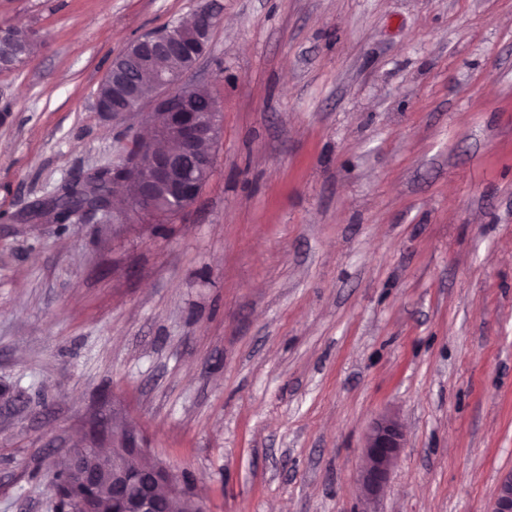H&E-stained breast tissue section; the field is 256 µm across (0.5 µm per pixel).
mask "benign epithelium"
<instances>
[{"label":"benign epithelium","mask_w":512,"mask_h":512,"mask_svg":"<svg viewBox=\"0 0 512 512\" xmlns=\"http://www.w3.org/2000/svg\"><path fill=\"white\" fill-rule=\"evenodd\" d=\"M182 23L167 30L132 41L113 59L112 67L128 57H163L170 54L191 55V66H196L203 55L210 32L201 31L196 46L184 42L180 31ZM156 91L149 98L139 97L117 76L112 80L116 103L110 104L96 98V111L116 120L124 116L142 113L143 124L152 138L138 140L136 147L126 144L119 161L112 165V172L99 180L82 176L68 181V194L83 199L80 207L63 211L53 202L36 206L23 218L27 223L74 224L88 215L109 213L118 224L128 223L130 216H143L151 208V195L157 187L165 189L170 201L168 213L174 214L198 196L202 185L210 178L215 164L214 147L218 143L222 126L220 104L211 101L209 111L202 117L187 111V86L182 76L161 74L155 80ZM151 111L141 112L145 104ZM171 142L176 148L160 150L156 142ZM127 191V206L122 211L113 208L116 189ZM406 432L400 421L392 415H382L367 430L362 449V465L359 470L361 495L376 498L383 490L391 470L405 448ZM111 458L121 464L127 460H143L150 450L142 447V438L136 427L129 425L120 438L112 441ZM138 512H165L155 489L163 487L169 496L183 495L184 476L163 463L156 462L143 469ZM491 512H512V474L504 477L497 489Z\"/></svg>","instance_id":"obj_1"}]
</instances>
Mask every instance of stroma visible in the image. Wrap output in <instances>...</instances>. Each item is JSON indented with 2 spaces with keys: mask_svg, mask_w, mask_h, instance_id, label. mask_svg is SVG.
<instances>
[{
  "mask_svg": "<svg viewBox=\"0 0 512 512\" xmlns=\"http://www.w3.org/2000/svg\"><path fill=\"white\" fill-rule=\"evenodd\" d=\"M215 17L184 81L214 171L156 224H25L116 161L95 110L134 39ZM0 512L93 422L209 512H490L512 472V0H0ZM407 444L374 503L367 428ZM21 43L27 45L26 59H28L36 50V42L31 32L17 28H12V31L8 30L4 40L0 36V58L10 54L14 47Z\"/></svg>",
  "mask_w": 512,
  "mask_h": 512,
  "instance_id": "obj_1",
  "label": "stroma"
}]
</instances>
